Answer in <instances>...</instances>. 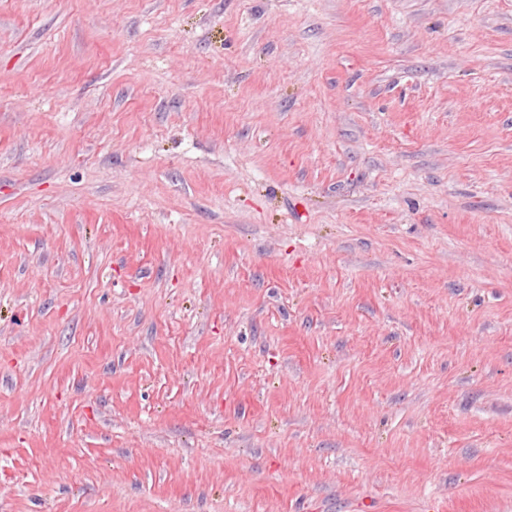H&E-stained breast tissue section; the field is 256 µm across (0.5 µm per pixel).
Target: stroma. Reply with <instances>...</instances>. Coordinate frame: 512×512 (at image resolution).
Returning a JSON list of instances; mask_svg holds the SVG:
<instances>
[{"mask_svg":"<svg viewBox=\"0 0 512 512\" xmlns=\"http://www.w3.org/2000/svg\"><path fill=\"white\" fill-rule=\"evenodd\" d=\"M0 512H512V0H0Z\"/></svg>","mask_w":512,"mask_h":512,"instance_id":"35a3bbf8","label":"stroma"}]
</instances>
